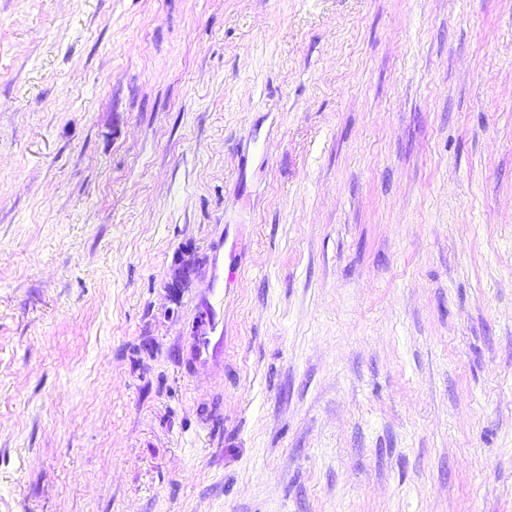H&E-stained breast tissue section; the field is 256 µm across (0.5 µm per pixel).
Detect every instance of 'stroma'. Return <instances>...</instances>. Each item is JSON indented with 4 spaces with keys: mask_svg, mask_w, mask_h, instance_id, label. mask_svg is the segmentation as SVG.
Returning <instances> with one entry per match:
<instances>
[{
    "mask_svg": "<svg viewBox=\"0 0 512 512\" xmlns=\"http://www.w3.org/2000/svg\"><path fill=\"white\" fill-rule=\"evenodd\" d=\"M0 512H512V0H0ZM200 305L208 320L209 334L193 339L191 356L199 363H221L224 359V289L210 288Z\"/></svg>",
    "mask_w": 512,
    "mask_h": 512,
    "instance_id": "35a3bbf8",
    "label": "stroma"
}]
</instances>
